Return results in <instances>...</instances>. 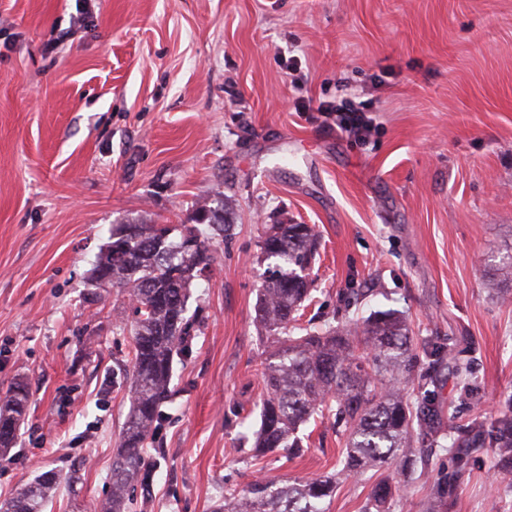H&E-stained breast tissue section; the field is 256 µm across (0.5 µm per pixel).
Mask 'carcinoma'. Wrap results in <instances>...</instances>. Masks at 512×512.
I'll list each match as a JSON object with an SVG mask.
<instances>
[{
  "label": "carcinoma",
  "instance_id": "1",
  "mask_svg": "<svg viewBox=\"0 0 512 512\" xmlns=\"http://www.w3.org/2000/svg\"><path fill=\"white\" fill-rule=\"evenodd\" d=\"M191 224H175L168 237L147 220L112 225L94 270L109 287L122 289L133 304L130 321L132 357L128 369L112 373L129 389L130 408L112 460V492L99 512H127L135 487L148 490L157 460L146 454L153 444L161 407L169 398L175 358L191 347L195 326L186 318L190 288L218 258L216 236L225 230L224 208L196 205ZM319 235L309 224H269L260 237L259 259L266 264L257 301L256 323L269 349L263 362L265 393L253 449L303 451L301 427L333 419L345 432L338 474L358 478L371 467L395 466L402 472L427 465L413 447L417 434L438 448H451L454 467L431 487L439 502L468 469L481 448L498 457L496 481L512 485V405L487 421L476 417L464 427L446 425L437 399L435 373L448 366L463 385L472 374L453 350L428 345L427 365L404 321L393 311H378L361 322L348 321L294 335L310 299L311 264ZM29 385L13 383L0 395V454L12 448L25 425ZM72 473L38 475L0 502V512H48ZM336 492V478L320 476L280 483L252 481L242 494L226 493L212 512H326L324 502ZM392 488L378 483L363 512H391Z\"/></svg>",
  "mask_w": 512,
  "mask_h": 512
}]
</instances>
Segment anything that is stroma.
I'll list each match as a JSON object with an SVG mask.
<instances>
[{
  "label": "stroma",
  "instance_id": "35a3bbf8",
  "mask_svg": "<svg viewBox=\"0 0 512 512\" xmlns=\"http://www.w3.org/2000/svg\"><path fill=\"white\" fill-rule=\"evenodd\" d=\"M299 61L286 68L288 57ZM352 98L368 138L317 108ZM224 191L233 210L198 331L174 365L147 512H211L258 477L335 474L343 439L310 423L302 456L255 454V325L267 224L320 245L303 312L315 324L393 310L413 336L455 344L468 386L440 372L457 423L512 404V300L488 274L512 247V0H0V389L27 379L26 425L0 456V500L78 470L52 512L105 501L129 411L128 299L91 286L111 225L187 223ZM492 449L473 453L442 512H512ZM432 472L340 483L328 512H362L380 480L393 512H426Z\"/></svg>",
  "mask_w": 512,
  "mask_h": 512
}]
</instances>
